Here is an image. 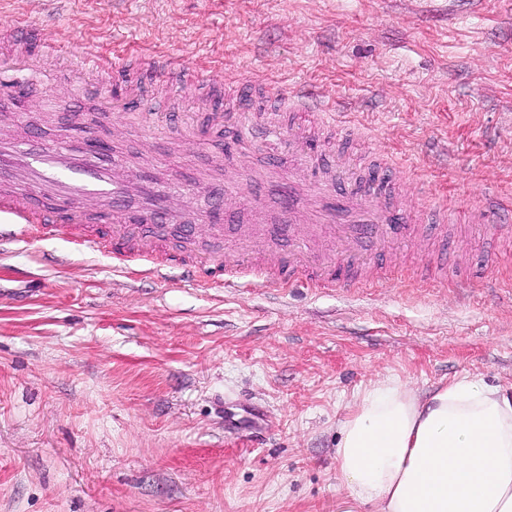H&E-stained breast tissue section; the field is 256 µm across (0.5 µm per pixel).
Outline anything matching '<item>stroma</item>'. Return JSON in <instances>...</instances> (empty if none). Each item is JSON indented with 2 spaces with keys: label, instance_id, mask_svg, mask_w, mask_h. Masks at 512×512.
I'll return each mask as SVG.
<instances>
[{
  "label": "stroma",
  "instance_id": "obj_1",
  "mask_svg": "<svg viewBox=\"0 0 512 512\" xmlns=\"http://www.w3.org/2000/svg\"><path fill=\"white\" fill-rule=\"evenodd\" d=\"M53 46L52 76L0 68V131L103 159L193 210L241 218L290 142L350 177L384 154L409 204L446 209L457 251L426 279L354 291L162 282L59 238L0 245V512H372L336 475L337 423L379 375L427 394L512 387V0H0ZM89 59L105 72L68 94ZM182 72L178 111L105 110ZM260 99L238 127L212 113ZM313 89L336 129L267 108ZM502 237L480 235L485 197Z\"/></svg>",
  "mask_w": 512,
  "mask_h": 512
}]
</instances>
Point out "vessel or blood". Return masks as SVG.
<instances>
[{
    "mask_svg": "<svg viewBox=\"0 0 512 512\" xmlns=\"http://www.w3.org/2000/svg\"><path fill=\"white\" fill-rule=\"evenodd\" d=\"M126 184L105 164L71 152L47 150L37 136L22 143H0V243H33L56 236L75 250L92 248L121 262L142 261L158 280L179 272L184 281L213 283L222 269H242L251 282L270 289L362 288L376 280L370 253L409 242L448 261V237L440 233L448 213L407 209L390 177L375 178L368 190L339 181L306 187L309 202L298 210L288 183H280L283 224L267 233H250L240 253L199 255L194 251L199 225L184 210L158 194L149 182L140 186L138 209L126 205ZM344 245L355 273L337 282L328 272L321 236ZM288 242L286 255L274 254L271 238Z\"/></svg>",
    "mask_w": 512,
    "mask_h": 512,
    "instance_id": "1",
    "label": "vessel or blood"
}]
</instances>
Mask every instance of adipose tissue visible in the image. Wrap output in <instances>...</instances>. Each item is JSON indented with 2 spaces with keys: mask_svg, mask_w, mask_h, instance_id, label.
I'll use <instances>...</instances> for the list:
<instances>
[{
  "mask_svg": "<svg viewBox=\"0 0 512 512\" xmlns=\"http://www.w3.org/2000/svg\"><path fill=\"white\" fill-rule=\"evenodd\" d=\"M335 458L376 512H512V395L468 376L426 395L377 378L339 421Z\"/></svg>",
  "mask_w": 512,
  "mask_h": 512,
  "instance_id": "obj_1",
  "label": "adipose tissue"
}]
</instances>
